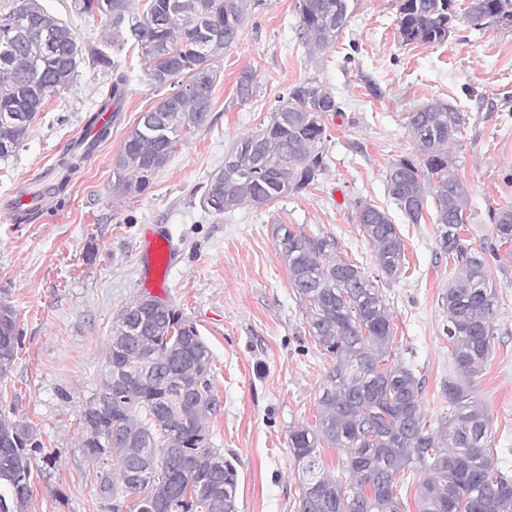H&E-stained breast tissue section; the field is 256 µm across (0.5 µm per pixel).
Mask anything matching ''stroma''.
Listing matches in <instances>:
<instances>
[{"mask_svg":"<svg viewBox=\"0 0 512 512\" xmlns=\"http://www.w3.org/2000/svg\"><path fill=\"white\" fill-rule=\"evenodd\" d=\"M81 43L103 46L100 20L72 0H41ZM401 0H350L333 47L309 56L295 37L297 0H261L243 18L239 41L215 59L213 109L141 192L116 198L115 161L126 135L163 97L144 75L137 46L115 60L131 77L107 139L58 188L51 170L112 88V71L82 63L71 88L44 104L24 144L0 158V290L17 313L21 341L0 407L31 422L56 458L33 459L26 512H109L101 465L83 456L79 417L105 367V345L122 310L140 296L168 301L196 323L211 354L220 409L213 447L238 471L237 512H295L300 482L288 450L290 427L316 423L319 385L331 360L310 338L274 236L285 224L335 239L339 252L378 275L358 226L357 201L385 209L405 246L406 272L381 289L391 307L393 348L423 377L422 407L439 418L452 376L443 296L451 269L432 219L407 223L386 190L385 171L414 153L407 116L434 99L457 105L462 136L450 149L470 192L464 237L488 242L489 208L512 205V28L461 25L438 45L402 44ZM252 99L237 100L244 70ZM332 87L340 114L328 115L326 168L313 185L264 208L218 216L200 199L233 141L255 131L291 86ZM162 225L178 250L163 269L142 259L147 225ZM491 276L503 297L492 353L469 392L489 416L494 463L512 474V244L500 246Z\"/></svg>","mask_w":512,"mask_h":512,"instance_id":"35a3bbf8","label":"stroma"}]
</instances>
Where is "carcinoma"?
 <instances>
[{"instance_id": "cac0c4a2", "label": "carcinoma", "mask_w": 512, "mask_h": 512, "mask_svg": "<svg viewBox=\"0 0 512 512\" xmlns=\"http://www.w3.org/2000/svg\"><path fill=\"white\" fill-rule=\"evenodd\" d=\"M348 0H297V38L309 54L323 53L347 27ZM75 11L99 17L107 46L133 42L145 58L151 84L175 76L186 83L144 113L127 136L113 170L112 195L149 185L177 144L200 128L212 109L214 60L239 39L250 0H146L143 15L131 0H73ZM464 22L512 27V0H402L396 30L401 43L435 45ZM112 68L104 112L122 101L129 76L100 48L80 44L68 23L40 0H17L0 11V158L16 152L48 97L69 88L85 59ZM254 75L242 72L236 96L254 94ZM341 108L316 79L295 84L257 132L239 138L211 175L203 208L216 215L243 206L263 208L312 185L325 169V118ZM458 106L441 99L415 108L408 128L418 155L389 164V197L411 224L433 204L439 249L456 275L443 296L448 310L455 373L444 383L448 412L434 421L421 412L423 381L393 350L390 307L378 286L404 268L405 249L388 213L356 202L359 227L371 243L382 276L370 277L337 251L330 237H311L286 224L276 240L308 334L332 361L316 400V427L288 431L301 474L296 512H404V476L418 472L417 512H512V477L493 465L488 416L469 397V385L487 361L501 298L489 275L495 247H475L461 236L470 220L467 185L448 154L464 128ZM91 153L78 148L59 163L64 186ZM495 242L512 243V205L488 210ZM20 343L13 306L0 300V379L10 372ZM212 356L197 325L178 311L130 303L106 344L105 374L83 407L80 448L96 463L114 458L118 473L100 475V493L112 512H237L238 471L210 446L208 425L217 413ZM336 448L348 484L322 472L320 449ZM53 462L32 423L0 411V512H26L31 459ZM132 497L134 503H126Z\"/></svg>"}]
</instances>
